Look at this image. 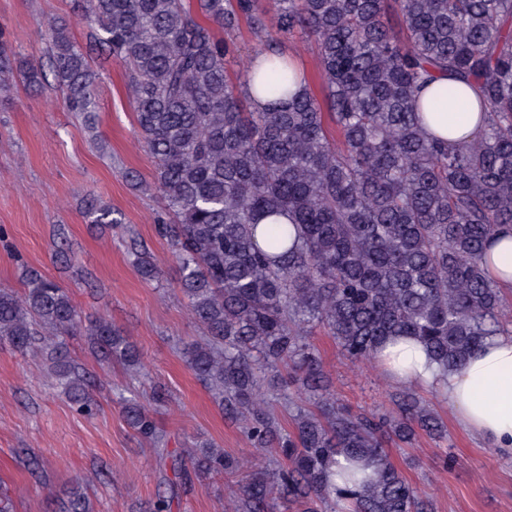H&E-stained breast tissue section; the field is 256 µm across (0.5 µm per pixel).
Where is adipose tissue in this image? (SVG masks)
Masks as SVG:
<instances>
[{"label":"adipose tissue","instance_id":"ef3b65f1","mask_svg":"<svg viewBox=\"0 0 512 512\" xmlns=\"http://www.w3.org/2000/svg\"><path fill=\"white\" fill-rule=\"evenodd\" d=\"M465 95L473 108L457 122H449L441 112L426 114L430 134L459 144L479 134L477 93L469 88ZM381 367L394 380L436 387L462 429L489 440L500 453L512 455V336L494 338L463 369L448 374L438 371L419 342L396 338L386 344Z\"/></svg>","mask_w":512,"mask_h":512}]
</instances>
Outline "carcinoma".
Wrapping results in <instances>:
<instances>
[{
    "instance_id": "obj_1",
    "label": "carcinoma",
    "mask_w": 512,
    "mask_h": 512,
    "mask_svg": "<svg viewBox=\"0 0 512 512\" xmlns=\"http://www.w3.org/2000/svg\"><path fill=\"white\" fill-rule=\"evenodd\" d=\"M80 0L89 43L125 69L142 146L164 201L155 232L178 263L177 287L203 336L181 342L185 365L239 425L253 468L205 440L162 457L173 478L151 512L217 477H231L232 512H434L393 463L386 442L437 439L442 419L411 389L391 408L354 413L336 400L311 337H333L351 363L410 336L439 371L462 368L479 348L512 335V313L484 267L491 237L512 232V0ZM278 33L300 32L316 55L324 100L288 66ZM259 41L243 81L226 70L241 23ZM46 63L16 56L0 30V93L43 88L51 72L71 111H97L98 73L66 24H49ZM446 75L429 112L468 111L455 83L478 88L487 115L464 147L426 136L421 87ZM263 91L254 106L249 87ZM93 224H120L90 198ZM268 219L264 245L254 230ZM130 254L147 281L162 277L138 242ZM139 375L137 347L105 318L82 320L55 279L25 267L22 289L0 286V345L40 355L82 414L97 409L92 381L68 341ZM128 426L160 445L154 389L147 408L119 394ZM289 410L292 429L275 410ZM58 512H93L80 484Z\"/></svg>"
}]
</instances>
